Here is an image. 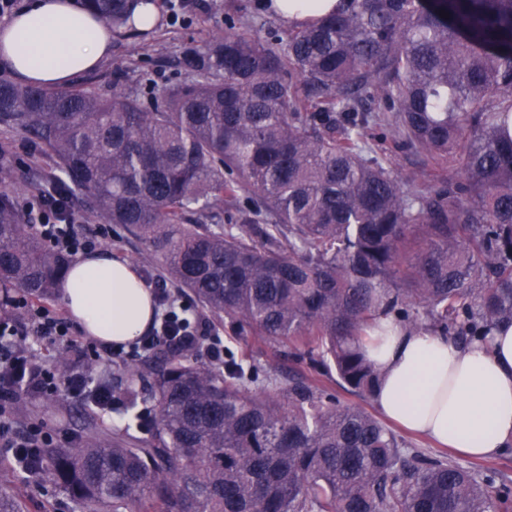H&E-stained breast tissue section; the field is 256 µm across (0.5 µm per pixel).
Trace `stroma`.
<instances>
[{
  "mask_svg": "<svg viewBox=\"0 0 512 512\" xmlns=\"http://www.w3.org/2000/svg\"><path fill=\"white\" fill-rule=\"evenodd\" d=\"M184 7L178 20H171L169 0H156L158 25L154 30H128L112 38V54L95 70L74 77L70 86L88 93L109 96L122 91L138 96L145 107H152L157 92L163 87L190 80L191 73L180 63L184 49L199 44L213 33L225 32L226 16H233L240 27L255 30L258 36L270 40H287L289 23L266 9L265 0H183ZM0 171L8 172L7 180L0 182V194L9 195L15 205L40 192L49 190L62 173L53 157L36 148L20 131L0 124ZM71 205L80 229L95 233L106 229L103 253L111 258L134 264L143 283L159 282L170 296L178 289L171 281L162 262L151 266L139 263L144 245L121 225L111 224L92 210L78 188H71ZM203 322L212 323L208 313H200ZM212 332L236 354L249 356L255 363L275 366L280 376L300 373V366L289 360L288 350L273 346L250 333L240 330L228 320L212 323ZM16 406L23 410L12 427L25 433L27 427L38 425L54 441L81 437L88 428L113 430L126 426L127 416L116 413L85 415L82 402L71 398H36L19 394Z\"/></svg>",
  "mask_w": 512,
  "mask_h": 512,
  "instance_id": "35a3bbf8",
  "label": "stroma"
}]
</instances>
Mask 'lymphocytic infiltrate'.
<instances>
[{"instance_id": "f902f5d3", "label": "lymphocytic infiltrate", "mask_w": 512, "mask_h": 512, "mask_svg": "<svg viewBox=\"0 0 512 512\" xmlns=\"http://www.w3.org/2000/svg\"><path fill=\"white\" fill-rule=\"evenodd\" d=\"M34 213L37 234L52 248L70 256L96 250L101 245L98 236L78 230L70 209L65 186L50 194L32 197L26 203ZM73 325L46 308L28 309L27 326L19 328L10 319L0 315V369L19 375L20 383L0 382V449L10 453L14 466L24 474H32L31 461L42 454L50 442L39 429H32L24 436H15L7 419L6 404L16 392L24 391L34 396L52 398L64 393L74 398L86 395L90 388L87 377L80 368H73L65 377H58L39 363L30 351L27 341L72 343ZM206 340V352L211 362L224 360V344L213 339L206 323H194L186 315L164 313L155 323L148 344L164 343L182 346L196 340Z\"/></svg>"}]
</instances>
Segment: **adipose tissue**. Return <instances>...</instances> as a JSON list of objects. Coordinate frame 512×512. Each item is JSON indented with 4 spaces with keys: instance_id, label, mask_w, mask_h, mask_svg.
Segmentation results:
<instances>
[{
    "instance_id": "obj_1",
    "label": "adipose tissue",
    "mask_w": 512,
    "mask_h": 512,
    "mask_svg": "<svg viewBox=\"0 0 512 512\" xmlns=\"http://www.w3.org/2000/svg\"><path fill=\"white\" fill-rule=\"evenodd\" d=\"M338 0H267L291 22L331 13ZM112 52V31L71 0H26L0 27V60L32 85L64 87ZM69 313L105 345L142 336L154 316L152 295L131 263L94 253L73 262L61 282ZM367 347L381 372L376 404L401 427L460 455L486 458L512 445V326L491 342L461 347L391 320Z\"/></svg>"
}]
</instances>
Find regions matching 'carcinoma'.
Instances as JSON below:
<instances>
[{"label": "carcinoma", "mask_w": 512, "mask_h": 512, "mask_svg": "<svg viewBox=\"0 0 512 512\" xmlns=\"http://www.w3.org/2000/svg\"><path fill=\"white\" fill-rule=\"evenodd\" d=\"M151 2L78 0L116 34ZM342 2L281 51L228 19L151 109L0 82V122L140 239L144 264L310 371L285 384L228 348L198 364L168 345L124 364L152 441L91 429L36 463L79 512H512L498 472L414 448L321 380L375 400L365 346L383 317L462 344L512 324V0ZM377 138L440 179L403 182ZM68 264L0 195V311L16 291L53 299ZM85 371L93 413L113 387ZM0 512L24 498L0 490Z\"/></svg>", "instance_id": "1"}]
</instances>
